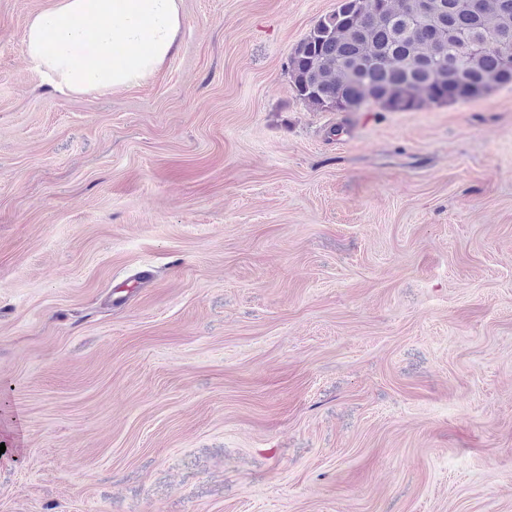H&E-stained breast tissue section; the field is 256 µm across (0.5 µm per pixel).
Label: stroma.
Masks as SVG:
<instances>
[{"mask_svg":"<svg viewBox=\"0 0 512 512\" xmlns=\"http://www.w3.org/2000/svg\"><path fill=\"white\" fill-rule=\"evenodd\" d=\"M0 0V512H512V86L353 116L339 0H183L56 89Z\"/></svg>","mask_w":512,"mask_h":512,"instance_id":"35a3bbf8","label":"stroma"}]
</instances>
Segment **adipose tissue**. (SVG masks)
Returning <instances> with one entry per match:
<instances>
[{
  "mask_svg": "<svg viewBox=\"0 0 512 512\" xmlns=\"http://www.w3.org/2000/svg\"><path fill=\"white\" fill-rule=\"evenodd\" d=\"M183 0H56L27 28L34 67L75 93H106L154 75L172 56ZM122 45L123 58L112 56Z\"/></svg>",
  "mask_w": 512,
  "mask_h": 512,
  "instance_id": "obj_1",
  "label": "adipose tissue"
}]
</instances>
